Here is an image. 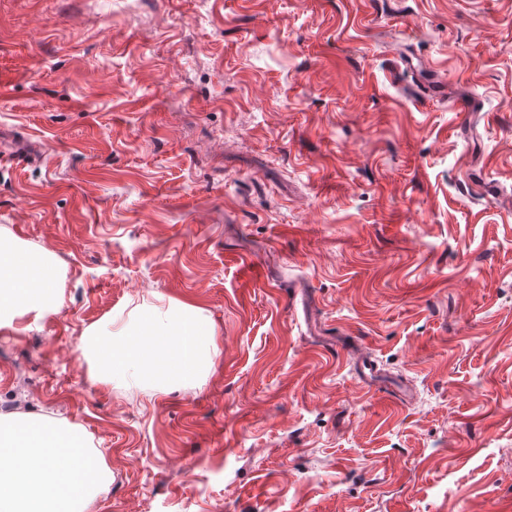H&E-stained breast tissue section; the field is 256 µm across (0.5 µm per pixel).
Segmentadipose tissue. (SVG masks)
I'll return each instance as SVG.
<instances>
[{"label":"adipose tissue","instance_id":"obj_1","mask_svg":"<svg viewBox=\"0 0 512 512\" xmlns=\"http://www.w3.org/2000/svg\"><path fill=\"white\" fill-rule=\"evenodd\" d=\"M59 297L49 254L0 244V327L43 318ZM216 352L214 324L186 304L136 306L119 328L89 329L82 349L95 379L128 387L195 382ZM110 477L83 428L28 416L0 421V512H89Z\"/></svg>","mask_w":512,"mask_h":512}]
</instances>
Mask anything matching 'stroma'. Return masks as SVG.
Here are the masks:
<instances>
[{"label": "stroma", "instance_id": "stroma-1", "mask_svg": "<svg viewBox=\"0 0 512 512\" xmlns=\"http://www.w3.org/2000/svg\"><path fill=\"white\" fill-rule=\"evenodd\" d=\"M0 71L63 293L0 418L89 434L91 512H512V0H0ZM141 303L214 323L198 385L92 378Z\"/></svg>", "mask_w": 512, "mask_h": 512}]
</instances>
